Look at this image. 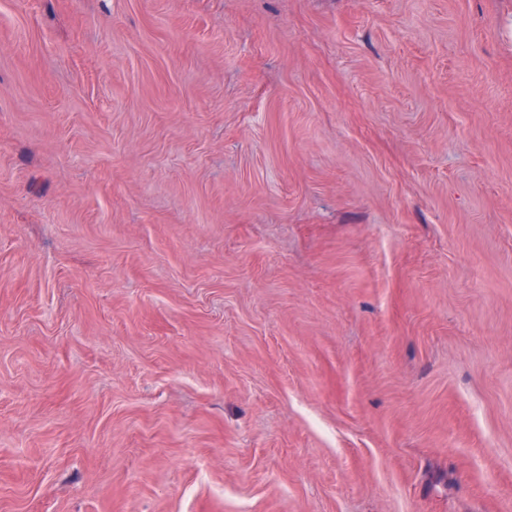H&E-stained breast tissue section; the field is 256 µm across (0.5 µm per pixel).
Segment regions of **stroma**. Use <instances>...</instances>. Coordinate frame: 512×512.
Here are the masks:
<instances>
[{"mask_svg":"<svg viewBox=\"0 0 512 512\" xmlns=\"http://www.w3.org/2000/svg\"><path fill=\"white\" fill-rule=\"evenodd\" d=\"M0 512H512V0H0Z\"/></svg>","mask_w":512,"mask_h":512,"instance_id":"35a3bbf8","label":"stroma"}]
</instances>
